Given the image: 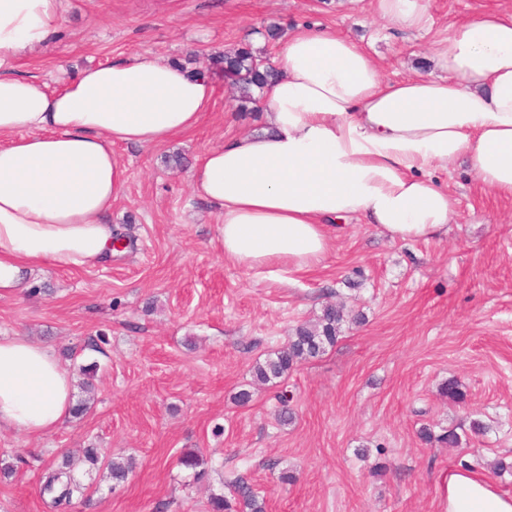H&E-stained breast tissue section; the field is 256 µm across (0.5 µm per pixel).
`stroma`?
<instances>
[{
    "label": "stroma",
    "mask_w": 512,
    "mask_h": 512,
    "mask_svg": "<svg viewBox=\"0 0 512 512\" xmlns=\"http://www.w3.org/2000/svg\"><path fill=\"white\" fill-rule=\"evenodd\" d=\"M51 48L12 63L14 76L55 89L87 66L148 53L209 77L213 102L197 127L153 147L120 146L128 182L110 221L127 243L102 265L42 266L0 295V336L50 347L74 376L83 415L30 436L0 430V512H54L40 493L66 452L105 448L133 458L122 483L80 465L87 499L64 512H211L244 478L266 512H438V477L467 463L512 494V197L485 190L465 160L436 170L459 208L447 235L393 241L340 220L331 250L306 269H249L225 260L216 210L195 196L190 170L224 140L260 131L239 111L212 55L251 46L271 59L266 26L335 27L386 78L439 75L432 48L449 22L512 0H431L427 30H388L370 0H65ZM181 154L176 167L168 156ZM329 303L343 305L336 344L262 384L256 363L284 347ZM94 365L92 376L80 366ZM461 381L465 400L440 393ZM250 393L248 402L237 399ZM288 392V423L276 416ZM485 431L474 434L472 420ZM455 431L458 446L419 431ZM27 451L28 462L15 455ZM200 459L199 469L183 458ZM204 478H197V471ZM291 482H283V475Z\"/></svg>",
    "instance_id": "stroma-1"
}]
</instances>
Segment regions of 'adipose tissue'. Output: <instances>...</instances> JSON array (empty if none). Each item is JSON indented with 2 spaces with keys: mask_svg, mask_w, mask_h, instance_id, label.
I'll return each instance as SVG.
<instances>
[{
  "mask_svg": "<svg viewBox=\"0 0 512 512\" xmlns=\"http://www.w3.org/2000/svg\"><path fill=\"white\" fill-rule=\"evenodd\" d=\"M430 0H376L389 27L430 21ZM64 0H0V68L43 52ZM433 56L443 74L386 79L332 27L289 33L260 92L267 126L210 147L191 169L217 209L224 257L299 269L331 249L330 225L355 218L394 241L447 233L458 201L432 172L465 160L478 181L512 195V11L450 24ZM213 82L136 54L82 69L57 90L0 71V288L47 264L93 267L111 257L112 204L128 169L120 145L150 147L197 126ZM72 378L55 352L0 337V429L38 436L71 414ZM440 512H512L475 470L438 481Z\"/></svg>",
  "mask_w": 512,
  "mask_h": 512,
  "instance_id": "obj_1",
  "label": "adipose tissue"
}]
</instances>
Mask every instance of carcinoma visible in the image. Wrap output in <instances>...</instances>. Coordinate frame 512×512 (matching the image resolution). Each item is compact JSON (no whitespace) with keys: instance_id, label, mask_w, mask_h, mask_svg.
I'll return each instance as SVG.
<instances>
[{"instance_id":"carcinoma-1","label":"carcinoma","mask_w":512,"mask_h":512,"mask_svg":"<svg viewBox=\"0 0 512 512\" xmlns=\"http://www.w3.org/2000/svg\"><path fill=\"white\" fill-rule=\"evenodd\" d=\"M213 65L222 68L224 76L233 81L239 91V110L242 112L250 111L249 105L257 104L254 88L274 77L271 68L260 70L263 60L247 47L214 56ZM342 321L343 312L339 307L325 306L317 323L298 326L286 347L255 367L256 379L269 382L280 378L294 365L319 355L325 347L336 343ZM78 464L79 461L66 454L60 465L47 468L43 474L42 490L51 496L53 507L61 508L75 498L86 497L87 487L72 474ZM210 508L212 512H266L264 500L258 498L242 478L236 481L232 497L214 496L210 499Z\"/></svg>"}]
</instances>
